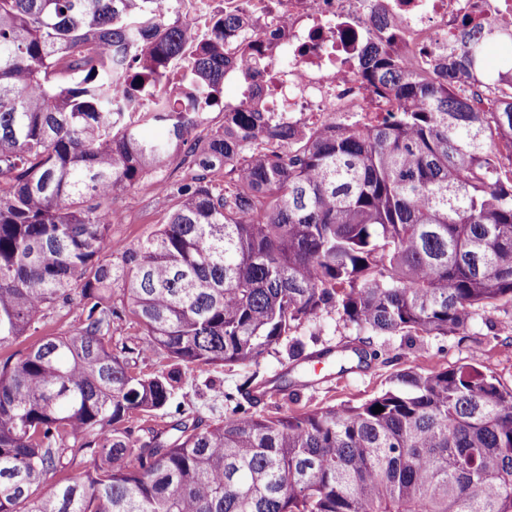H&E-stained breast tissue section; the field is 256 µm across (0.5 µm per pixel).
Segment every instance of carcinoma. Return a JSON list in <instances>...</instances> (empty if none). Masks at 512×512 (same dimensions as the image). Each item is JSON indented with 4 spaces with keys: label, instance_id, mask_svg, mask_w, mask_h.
<instances>
[{
    "label": "carcinoma",
    "instance_id": "carcinoma-1",
    "mask_svg": "<svg viewBox=\"0 0 512 512\" xmlns=\"http://www.w3.org/2000/svg\"><path fill=\"white\" fill-rule=\"evenodd\" d=\"M173 7L0 0V348L79 308L0 363V512H512V389L476 361L410 367L357 405L252 411L285 373L225 393L215 421L134 425L168 410L183 366L255 364L285 340L342 372L377 356L305 352L296 333L329 313L411 337L512 304V66L487 69L512 21L464 22L431 68L370 44L361 77L396 112L275 128L253 84L224 107L237 10L199 37ZM144 186L167 221L120 245L112 199ZM124 322L135 335L113 341ZM79 314L76 306H58L54 310L47 311L43 316L40 314L36 319L35 326L39 327L38 332L28 338L26 341H19L12 345L0 348V361L3 362L7 357L14 355V360L20 353L24 352L26 347L40 336L50 333H59L69 329Z\"/></svg>",
    "mask_w": 512,
    "mask_h": 512
}]
</instances>
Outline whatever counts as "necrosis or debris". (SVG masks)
Instances as JSON below:
<instances>
[{
    "instance_id": "obj_1",
    "label": "necrosis or debris",
    "mask_w": 512,
    "mask_h": 512,
    "mask_svg": "<svg viewBox=\"0 0 512 512\" xmlns=\"http://www.w3.org/2000/svg\"><path fill=\"white\" fill-rule=\"evenodd\" d=\"M247 18L267 64L256 76L272 121L363 125L394 111L358 75L370 42L400 34L413 49L449 48L463 21L512 18V0H225Z\"/></svg>"
}]
</instances>
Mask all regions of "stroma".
Segmentation results:
<instances>
[{
  "label": "stroma",
  "mask_w": 512,
  "mask_h": 512,
  "mask_svg": "<svg viewBox=\"0 0 512 512\" xmlns=\"http://www.w3.org/2000/svg\"><path fill=\"white\" fill-rule=\"evenodd\" d=\"M112 206L122 215L113 225L114 238L137 243L166 220L169 204L150 188L128 191L113 199ZM307 351H318L358 339L356 330L338 315H330L319 330L304 327L299 332ZM377 356L368 366L339 372L337 366L315 367V381L292 398H269L257 405L256 411L268 416L304 413L340 405L359 404L390 386L396 373L408 367L430 372L469 362L479 356L483 371L494 375L501 386L512 388V306L500 305L480 310L472 325L463 332L448 336L378 335L371 339ZM288 346L280 344L276 351L264 355L258 363L227 365L208 372L183 369L174 400L186 413L212 421L222 418L229 407L225 392H233L251 376L271 379L288 366Z\"/></svg>",
  "instance_id": "obj_1"
}]
</instances>
